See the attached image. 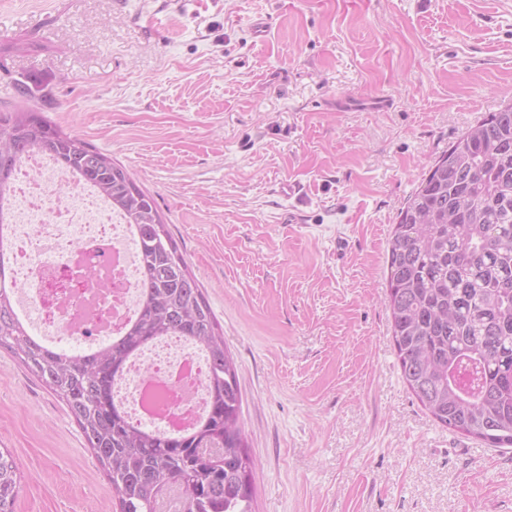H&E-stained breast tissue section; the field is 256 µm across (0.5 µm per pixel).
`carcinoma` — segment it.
<instances>
[{
  "mask_svg": "<svg viewBox=\"0 0 512 512\" xmlns=\"http://www.w3.org/2000/svg\"><path fill=\"white\" fill-rule=\"evenodd\" d=\"M0 231L11 181L33 150L92 186L129 224L142 270L139 310L91 352L47 347L18 316L19 285L0 252V349L53 391L112 485L119 512H155L179 488L185 512H253L254 468L240 424L236 363L154 197L126 168L42 113L0 111ZM391 333L408 389L444 428L512 447V104L448 146L408 199L386 249ZM163 336L207 356L209 410L170 435L112 397L126 364ZM17 468L0 450V512H14Z\"/></svg>",
  "mask_w": 512,
  "mask_h": 512,
  "instance_id": "1",
  "label": "carcinoma"
}]
</instances>
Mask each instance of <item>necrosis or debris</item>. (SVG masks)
Masks as SVG:
<instances>
[{"label": "necrosis or debris", "mask_w": 512, "mask_h": 512, "mask_svg": "<svg viewBox=\"0 0 512 512\" xmlns=\"http://www.w3.org/2000/svg\"><path fill=\"white\" fill-rule=\"evenodd\" d=\"M9 239L17 304L34 313L41 335L92 343L137 313L140 268L128 224L45 152L32 151L18 168ZM114 392L134 420L167 433L188 429L208 407L205 356L177 336L156 340Z\"/></svg>", "instance_id": "necrosis-or-debris-1"}]
</instances>
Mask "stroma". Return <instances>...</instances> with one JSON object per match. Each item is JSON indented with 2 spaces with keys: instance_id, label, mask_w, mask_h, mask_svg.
I'll return each mask as SVG.
<instances>
[{
  "instance_id": "1",
  "label": "stroma",
  "mask_w": 512,
  "mask_h": 512,
  "mask_svg": "<svg viewBox=\"0 0 512 512\" xmlns=\"http://www.w3.org/2000/svg\"><path fill=\"white\" fill-rule=\"evenodd\" d=\"M15 39L0 109L29 78L148 189L204 289L255 512H512V448L408 391L384 277L407 199L512 102V0H6ZM0 448L16 512H117L65 405L2 349Z\"/></svg>"
}]
</instances>
